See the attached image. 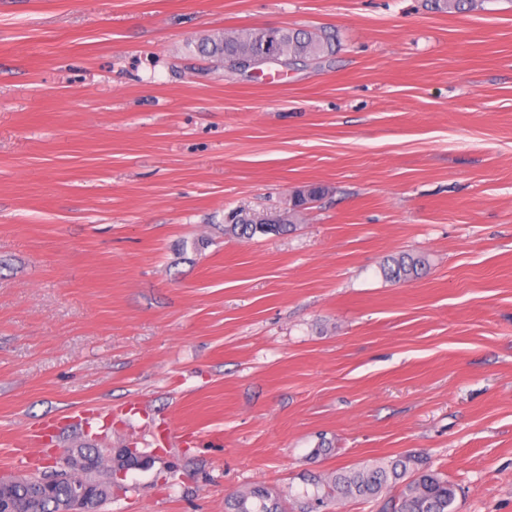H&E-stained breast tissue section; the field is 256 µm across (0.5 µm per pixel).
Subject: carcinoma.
Instances as JSON below:
<instances>
[{"label": "carcinoma", "instance_id": "cac0c4a2", "mask_svg": "<svg viewBox=\"0 0 512 512\" xmlns=\"http://www.w3.org/2000/svg\"><path fill=\"white\" fill-rule=\"evenodd\" d=\"M480 0H434L435 9H452L458 13L478 7ZM275 34L286 65L295 66L318 62L336 51L337 35L308 29L270 28L244 29L231 35L224 33L203 39L198 50L214 58L222 67L235 59L255 55L268 38ZM320 187L296 192L288 211L257 213L243 209L232 210L224 217V233L240 239H251L257 234H280L295 223L308 205L322 194ZM425 265L424 257L400 253L383 268L385 277L394 282L413 279ZM102 481L89 489V498L102 512V506L112 498L104 466ZM84 479L83 470L76 468L65 480L45 481L43 476L27 478L10 486L0 487V499L8 501L11 512H57L59 503L67 499L72 485ZM400 486L396 499L387 502L388 512H457L456 490L437 473L425 468L423 462L406 455L387 462L366 463L350 470H338L325 484L312 482L313 491H303V508L327 507L344 498L377 497L387 489ZM233 512H281L279 499L265 488L243 491L233 497Z\"/></svg>", "mask_w": 512, "mask_h": 512}]
</instances>
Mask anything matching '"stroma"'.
Listing matches in <instances>:
<instances>
[{"mask_svg": "<svg viewBox=\"0 0 512 512\" xmlns=\"http://www.w3.org/2000/svg\"><path fill=\"white\" fill-rule=\"evenodd\" d=\"M251 28L341 44L195 51ZM312 184L292 231L225 235ZM86 443L150 460L106 512H300L407 453L512 512V0H0V474ZM279 41L282 56L288 60L286 67L298 64L318 62L329 58L336 51L337 35L331 32L311 31L308 29H244L233 35L224 33L203 39L198 50L214 58L228 74L227 64L235 59L255 55L260 47L273 34ZM280 52L276 42L267 40L259 53L260 61L267 64H279ZM423 265L424 257L413 253H400L384 266L383 273L391 281L405 282L416 277ZM234 512H281L279 499L268 489L255 488L233 497Z\"/></svg>", "mask_w": 512, "mask_h": 512, "instance_id": "1", "label": "stroma"}]
</instances>
